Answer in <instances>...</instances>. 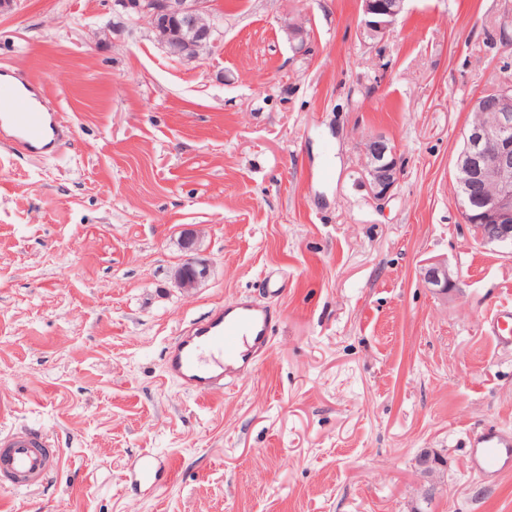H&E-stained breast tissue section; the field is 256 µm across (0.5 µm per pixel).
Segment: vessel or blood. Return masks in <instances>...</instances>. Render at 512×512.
<instances>
[{
	"instance_id": "1",
	"label": "vessel or blood",
	"mask_w": 512,
	"mask_h": 512,
	"mask_svg": "<svg viewBox=\"0 0 512 512\" xmlns=\"http://www.w3.org/2000/svg\"><path fill=\"white\" fill-rule=\"evenodd\" d=\"M41 80L0 77V143L42 156L55 151L68 135L59 114L45 111L30 96ZM277 314L247 298L214 309L204 321L183 328L165 352L164 377L198 396L223 392L242 380L270 344L269 329ZM486 332L497 344L512 346V302L500 305ZM475 470L495 479L512 469V435L497 427L469 438ZM61 463L52 438L36 429L0 431V487L23 490L43 484ZM164 465L153 453L142 454L132 482L151 487Z\"/></svg>"
}]
</instances>
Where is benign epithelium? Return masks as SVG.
Here are the masks:
<instances>
[{"mask_svg": "<svg viewBox=\"0 0 512 512\" xmlns=\"http://www.w3.org/2000/svg\"><path fill=\"white\" fill-rule=\"evenodd\" d=\"M133 24L147 23L157 40L168 51L187 61H197L217 44L218 24L223 20L220 0H115ZM405 0H360L362 35L374 42L383 41L396 24ZM472 108L489 113L484 125L464 131L466 148L455 160V172L465 189L463 220L474 231L480 246L502 250L512 243V84L506 83L477 96ZM363 177L373 196L383 200L397 186L402 167L397 151L380 136L364 143ZM195 237L188 230L184 249L190 255L175 272L180 287L189 290L208 274L207 263L193 255ZM424 282L446 295L456 287L448 266L427 260L421 265ZM440 457L424 451L416 459L417 469L428 483L422 499L429 501L437 493Z\"/></svg>", "mask_w": 512, "mask_h": 512, "instance_id": "obj_1", "label": "benign epithelium"}]
</instances>
